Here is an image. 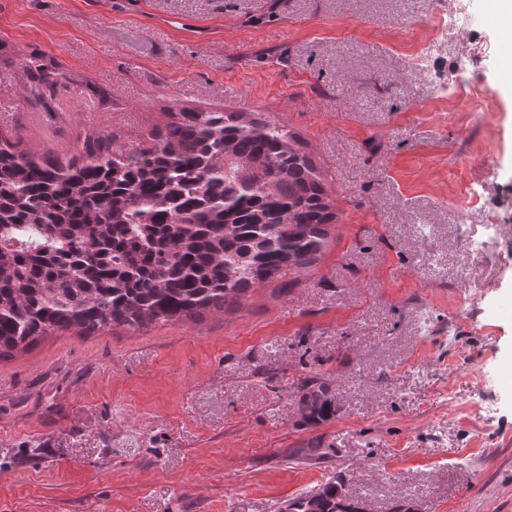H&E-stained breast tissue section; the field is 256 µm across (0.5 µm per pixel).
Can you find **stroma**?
I'll list each match as a JSON object with an SVG mask.
<instances>
[{
    "label": "stroma",
    "mask_w": 512,
    "mask_h": 512,
    "mask_svg": "<svg viewBox=\"0 0 512 512\" xmlns=\"http://www.w3.org/2000/svg\"><path fill=\"white\" fill-rule=\"evenodd\" d=\"M467 3L439 36L448 0H0V137L65 160L169 112H256L336 205L291 284L0 358V512H284L335 477L369 512H512V88L499 0ZM463 57L477 120L439 92ZM490 213L492 250L465 254ZM302 403L307 411V418L316 424L329 411V399L326 390L313 379H306L302 383Z\"/></svg>",
    "instance_id": "stroma-1"
}]
</instances>
